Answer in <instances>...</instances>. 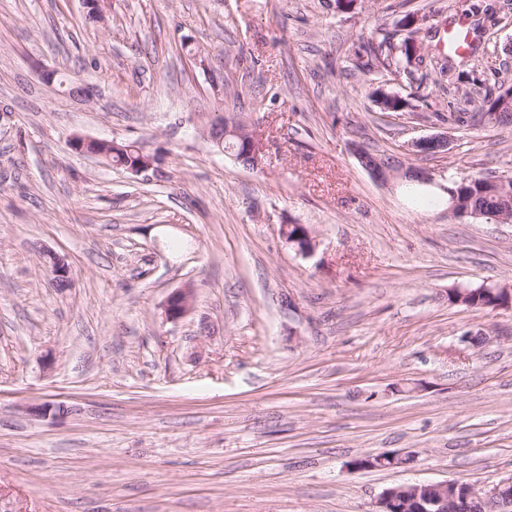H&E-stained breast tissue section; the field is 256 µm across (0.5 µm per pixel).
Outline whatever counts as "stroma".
<instances>
[{"mask_svg": "<svg viewBox=\"0 0 512 512\" xmlns=\"http://www.w3.org/2000/svg\"><path fill=\"white\" fill-rule=\"evenodd\" d=\"M100 7L0 0V512H374L392 486L512 477V307L448 300L512 285V224L450 217L447 193L512 175V130L448 126L465 84L356 56L401 43L405 15L465 14L487 30L479 70L512 76V0ZM381 87L403 111L379 110ZM220 117L254 131L261 166L213 148ZM441 131L446 152L407 151ZM360 146L433 181L379 184ZM186 284L192 312L164 321ZM384 452L415 461L352 466Z\"/></svg>", "mask_w": 512, "mask_h": 512, "instance_id": "35a3bbf8", "label": "stroma"}]
</instances>
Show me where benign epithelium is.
<instances>
[{
  "instance_id": "1",
  "label": "benign epithelium",
  "mask_w": 512,
  "mask_h": 512,
  "mask_svg": "<svg viewBox=\"0 0 512 512\" xmlns=\"http://www.w3.org/2000/svg\"><path fill=\"white\" fill-rule=\"evenodd\" d=\"M224 130L225 135H232L240 141L242 158L247 160V165H259L262 148L254 137L234 122L227 123ZM408 147L415 153H443L448 150V132L415 140ZM356 155L362 166L383 185L403 179L422 184L431 182L429 173L405 165L397 156L381 161L367 156L361 149L356 150ZM298 228L301 233L288 239V242L294 244L301 253L307 254L313 250L311 233L303 224L298 225ZM193 293L194 289L190 287L176 289L163 305L165 320L177 322L184 318L193 309ZM461 498L489 502L493 504L494 512H512V479L497 483L483 494L475 491L471 485H462L457 481L407 483L385 489L376 501L374 512H458L457 501Z\"/></svg>"
}]
</instances>
